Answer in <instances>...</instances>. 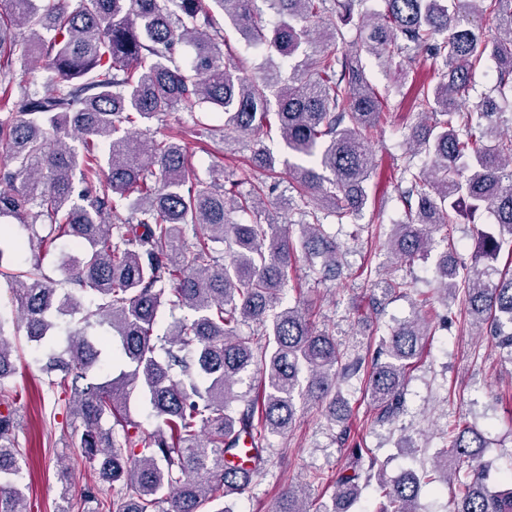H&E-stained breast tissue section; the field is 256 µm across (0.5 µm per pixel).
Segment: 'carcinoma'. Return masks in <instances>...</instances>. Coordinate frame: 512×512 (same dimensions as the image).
I'll return each instance as SVG.
<instances>
[{
    "label": "carcinoma",
    "instance_id": "cac0c4a2",
    "mask_svg": "<svg viewBox=\"0 0 512 512\" xmlns=\"http://www.w3.org/2000/svg\"><path fill=\"white\" fill-rule=\"evenodd\" d=\"M0 18V80L19 97L0 115V259L4 249L35 250L62 237L73 247L59 258L72 291L34 264L8 284L27 336L47 350L45 384L64 390L79 422L76 447L94 465L96 494L75 498L63 486L59 512H231L273 451L269 437L296 423L297 403L324 409L330 421L348 418L340 381L365 373L378 422L406 407L407 369L418 357L430 321L417 312L390 330L364 356L346 353L326 330L312 329L300 305H282L293 261L324 276L342 265V250L325 220L337 223L366 203L371 166L369 133L381 99L366 77L363 56L384 65L398 57L410 68L427 61L440 81L414 105L433 124L413 127L412 155L397 192L406 221L392 225L388 253L402 263L430 251L433 234L457 217L485 208L495 227L477 231L471 265L452 245L438 260L440 291L467 288L470 324L486 329L512 356V274L493 265L512 246V135L500 126L512 110V0H262L277 21L268 24L257 0H6ZM269 55L304 60L288 76L224 56V29L209 4ZM491 15L495 31L482 20ZM353 29L343 30L352 24ZM25 28L18 39L13 29ZM194 49L182 64L181 44ZM496 83L471 112L464 108L475 73L487 61ZM19 68H13V63ZM48 71L47 90L28 88L33 66ZM224 113V146L246 145L251 162L272 176L279 159L263 142L274 127L302 163L288 165L292 194L278 199L282 226L266 212V183L247 198L203 181L186 149L170 135L136 136L134 128L163 122L172 112L194 117L202 106ZM79 145H73V142ZM131 218H122V211ZM31 230L23 240L14 226ZM48 228L46 235L36 226ZM298 227L294 234L292 227ZM229 253L221 263L214 254ZM192 317L158 331L162 309ZM80 315L60 347L57 319ZM254 323L255 335L240 326ZM0 309V512H27L20 488L22 458L5 380L14 372ZM112 329L118 372L93 382L103 349L98 330ZM258 383L237 386L251 368ZM140 397L157 420L142 428L129 408ZM449 448L431 473L387 481L371 452L352 450L331 477V512H350L362 485L377 481L379 512H418L421 482L448 485L454 512H512L509 487L495 490L477 464L464 475L448 469V454L475 460L486 447L469 426L448 431ZM307 484L288 487L274 512H310Z\"/></svg>",
    "mask_w": 512,
    "mask_h": 512
}]
</instances>
